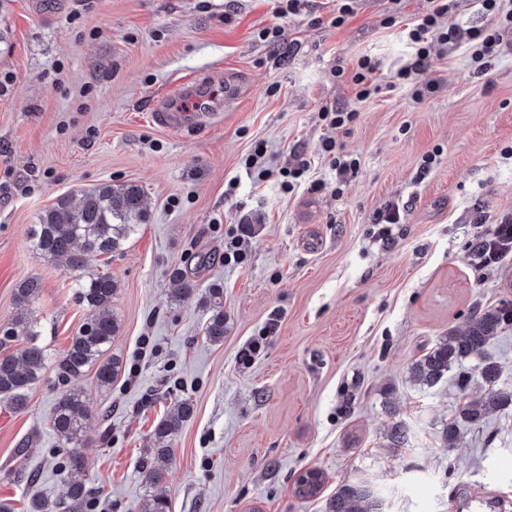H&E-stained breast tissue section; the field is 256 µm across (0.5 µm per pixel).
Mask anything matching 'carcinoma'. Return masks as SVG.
<instances>
[{
    "label": "carcinoma",
    "instance_id": "cac0c4a2",
    "mask_svg": "<svg viewBox=\"0 0 512 512\" xmlns=\"http://www.w3.org/2000/svg\"><path fill=\"white\" fill-rule=\"evenodd\" d=\"M145 220L140 187L106 182L82 189L78 196L71 192L58 196L51 206L37 213L35 223L30 225L32 251L44 260H65L69 270L75 273L80 302L91 311L90 318L79 334L72 337L60 361L62 374L77 376L93 368L98 383L106 387L112 385L121 371L120 360L107 356L118 330L110 311L117 285L110 274L98 271L93 261L118 251ZM468 255L478 265L511 257L512 224H499L491 235L475 237L469 245ZM41 288V282L35 277L18 285L14 293L17 314L11 326L0 332L3 335L1 344L20 337L25 340V345L18 349L0 352V396L9 399L18 410L25 407L27 391L39 380L46 360L45 348L38 343V326L27 316V308ZM204 302L216 307V313L205 327L206 336L214 343L220 342L224 340L223 293L212 289ZM511 325V301L503 300L489 309L476 307L463 329L448 330V336L412 363L411 374L419 384L428 388L443 382L450 373L463 392L475 375L487 386L484 397L465 401L443 426V447L455 446L462 426L478 425L490 412L512 406V387L501 381L502 366L483 356L485 347L498 332ZM475 358L480 359V363L469 366ZM192 413L193 406L189 401L179 402L158 422L155 434L160 438L177 434ZM90 415V402L83 392L69 389L59 394L51 424L56 434L74 448L68 460L70 471L81 466L76 449L82 445ZM64 482L71 501L81 503L87 499L89 490L84 484L67 477ZM324 484L325 477L321 472L307 471L297 478L295 494L303 499L318 498ZM324 512H383V499L367 481L343 484L325 499Z\"/></svg>",
    "mask_w": 512,
    "mask_h": 512
}]
</instances>
